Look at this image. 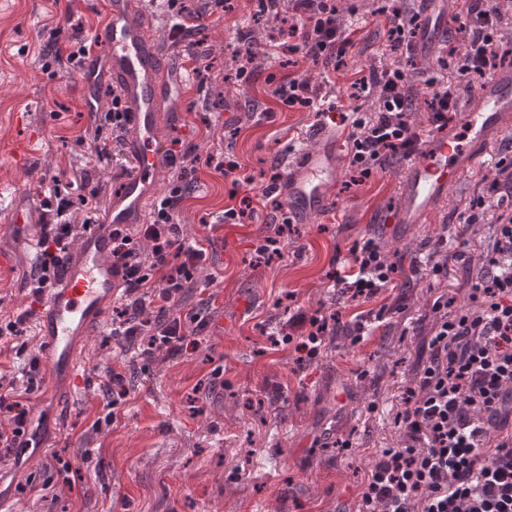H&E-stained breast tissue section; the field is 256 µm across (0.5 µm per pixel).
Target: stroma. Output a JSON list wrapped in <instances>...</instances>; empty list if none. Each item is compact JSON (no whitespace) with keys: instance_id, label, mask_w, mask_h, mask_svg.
<instances>
[{"instance_id":"stroma-1","label":"stroma","mask_w":512,"mask_h":512,"mask_svg":"<svg viewBox=\"0 0 512 512\" xmlns=\"http://www.w3.org/2000/svg\"><path fill=\"white\" fill-rule=\"evenodd\" d=\"M108 0H0V317L28 313L27 350L0 356V372L16 376L44 364L36 307L23 275L40 231V214L14 224L25 197L43 200L53 189L70 195L98 188L93 224H100L120 179L135 171L131 153L98 156L112 140L104 110L111 91L81 87L82 72L67 58L92 39L105 20ZM221 21L206 18L196 34L212 69L206 83L185 75L186 60L170 37L159 5L132 0L136 18L149 24L165 62L170 110L159 139L207 157H234L258 176L272 163L288 167L313 144L314 112L275 104L264 79L226 78L237 28L256 29L251 0H232ZM380 0H343L346 25L356 29L363 54L337 72L305 61L296 71L319 86L323 97L345 93L353 72L388 62L372 10ZM64 58L47 60L51 33ZM38 143L29 158L16 150L23 138ZM491 146L475 172L453 188L431 223L402 226L384 218L399 202L402 164L363 185L339 182L329 214L298 224L283 258L254 259L253 245L267 226L266 208L252 222L228 224L230 179L198 165L192 194L177 222L184 238L201 240L208 260L184 302L203 311L207 327L196 349L172 359L157 352L127 379L128 396L112 422L102 419V377L122 357L119 343L100 328L80 351L83 385L44 379L28 409L49 445L0 450V497L13 512H356L365 474L377 451L396 446L394 424L403 391L414 385L428 357L436 316L432 303L445 296L451 310L469 308L470 280L491 246L490 229L472 225L465 234L468 265L449 262L445 274L413 272L414 258L431 254L438 240L454 239L459 216L483 176L495 173ZM374 238L404 268L398 288L380 303L391 313L371 324L359 344L349 337L325 340L320 356L301 363L293 345H273L285 327L274 307L301 306L332 312L343 305L328 274L351 260L361 237ZM86 450L87 459L77 457Z\"/></svg>"}]
</instances>
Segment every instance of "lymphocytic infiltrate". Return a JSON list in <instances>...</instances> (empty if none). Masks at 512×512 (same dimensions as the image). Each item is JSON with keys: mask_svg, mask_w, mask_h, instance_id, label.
<instances>
[{"mask_svg": "<svg viewBox=\"0 0 512 512\" xmlns=\"http://www.w3.org/2000/svg\"><path fill=\"white\" fill-rule=\"evenodd\" d=\"M190 0H162L171 22V40L193 60L195 77H204V56L191 35L204 15L230 11L229 0H205L203 12L193 11ZM255 19L274 25L266 47H256L247 30L237 32L231 58L238 78L257 76V58L302 57L340 70L355 46V33L340 17L338 0H255ZM502 0H463L459 30L461 41H447L441 49L459 79L439 86L431 76L415 82L404 58L412 53L419 27V12L402 0H388L379 16L384 19L385 51L393 61L355 78L346 89L343 104H331L340 125L348 131L350 182L363 184L374 174L388 171L391 163L406 160L417 150L426 126L445 125L457 115L460 97L471 94L476 83L501 63L504 40L512 39V17ZM272 94L284 106L319 112L322 97L309 80L292 74L268 75ZM370 98L374 107L363 112L361 102ZM424 100L426 124L412 122L416 100ZM207 167L230 178L232 207L224 220L241 224L253 219L255 198L270 201L267 216L273 230L261 236L254 249L260 260L282 257L292 230L279 200L284 173L272 164L261 178L240 174L238 161L211 155ZM150 210L143 224L113 225L112 273L119 293L112 308L110 333L123 350L149 353L158 348L172 358L189 348L187 323L205 329L201 313L178 310L197 271L207 260L198 240L184 239L175 218L187 199L195 166H179ZM482 190L470 203L463 226L478 223L486 204H494L493 245L472 282L469 309L448 313V301L437 297L432 310L438 315L428 343L430 356L417 382L402 396L395 417L401 433L397 447L381 449L367 473L357 512H512V157L499 161L493 179H482ZM97 196L89 191L80 199H44L48 219L40 226L36 260L26 278L35 299L59 282L68 245L87 231V224L72 221L74 205L91 208ZM348 267L328 275L351 305L372 301L393 287L398 266L384 254L375 239L364 237L350 248ZM340 312L315 315L301 308L288 312L285 341L294 343L301 361H314L325 338L339 324ZM41 382L38 370L27 374L25 385L0 376V414L10 416L0 428V446L16 447L29 429L26 408Z\"/></svg>", "mask_w": 512, "mask_h": 512, "instance_id": "f902f5d3", "label": "lymphocytic infiltrate"}]
</instances>
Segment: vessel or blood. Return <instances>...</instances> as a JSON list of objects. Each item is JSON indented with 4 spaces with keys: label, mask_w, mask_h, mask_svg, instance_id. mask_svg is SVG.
Here are the masks:
<instances>
[{
    "label": "vessel or blood",
    "mask_w": 512,
    "mask_h": 512,
    "mask_svg": "<svg viewBox=\"0 0 512 512\" xmlns=\"http://www.w3.org/2000/svg\"><path fill=\"white\" fill-rule=\"evenodd\" d=\"M448 35L446 0H424L415 39L416 54L428 57ZM105 50L108 76L128 109L133 130L129 146L137 154V172L125 179L106 213L109 224H137L147 200L160 193L158 173L165 164L157 128L168 109L166 75L151 28L132 16L127 0H110L109 14L94 34ZM512 132V66L487 76L465 102L456 121L434 127L401 175L400 202L393 224H424L445 203L453 187L480 165L485 146ZM314 148L303 151L289 167L281 190L293 222L324 213L347 158L341 152L345 133L321 124ZM119 292L112 274V239L93 229L81 235L60 284L45 298L38 319L51 375L79 373L77 339L104 326L107 306Z\"/></svg>",
    "instance_id": "b4317fda"
}]
</instances>
